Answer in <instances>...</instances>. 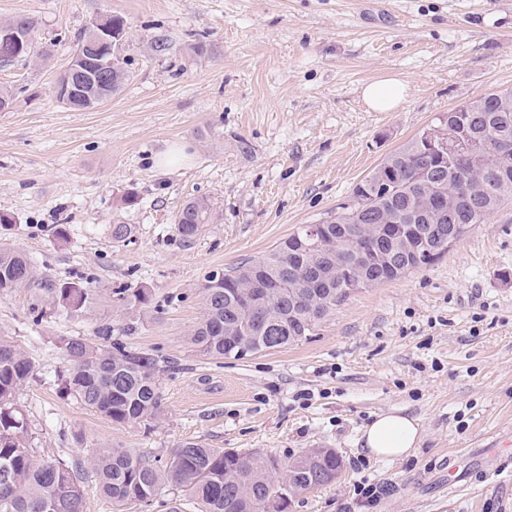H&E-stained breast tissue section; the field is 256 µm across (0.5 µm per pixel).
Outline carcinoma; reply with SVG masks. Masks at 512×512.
Wrapping results in <instances>:
<instances>
[{
  "label": "carcinoma",
  "mask_w": 512,
  "mask_h": 512,
  "mask_svg": "<svg viewBox=\"0 0 512 512\" xmlns=\"http://www.w3.org/2000/svg\"><path fill=\"white\" fill-rule=\"evenodd\" d=\"M8 30L34 38L37 21L22 15L3 24ZM0 38V61L27 60L34 46L21 54ZM71 58L84 72L75 104L85 108L83 97L92 81L106 79L111 94L130 78L128 59L110 71L97 63L87 34L80 35ZM438 125L485 143L476 158L448 153H427L416 136L390 153L353 189L348 203L313 226L303 224L268 253L224 273H212L199 288L202 316L191 334V344L203 354L224 359L243 347L255 354L310 340L331 310L346 300L349 285L369 288L398 279V262L407 271L433 265L415 257L416 243L407 226L480 224L512 196V165L501 169L495 149L512 142V90L485 94L448 111ZM480 187L479 198L456 200V169ZM213 206L207 199L185 203L177 216L182 241L191 242L203 225L211 223ZM393 238L392 255L370 265L355 264L352 254L376 238L378 229ZM321 287H304L310 275ZM35 288L38 303L54 312L84 310L96 293L82 274L61 284L37 276L29 258L20 250L0 245V293ZM150 288H120L112 292L118 312L132 314L152 304ZM101 342L81 336L60 340L65 371L58 374L61 390L115 424L143 423L157 419L161 393L157 380L159 359L129 350L112 338V328L100 331ZM35 372V363L21 348L0 339V512H84L82 466L64 461H41L30 451L28 424L16 397ZM89 462L96 471L101 492L115 512L129 504L145 508L155 504L167 512H183L177 490L196 501L198 512H267L279 499L280 512H288L293 498L311 485L336 479L338 460L331 448H316L298 456L279 459L257 453H231L186 443L168 458L136 455L124 448H98Z\"/></svg>",
  "instance_id": "cac0c4a2"
}]
</instances>
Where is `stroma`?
<instances>
[{
    "label": "stroma",
    "instance_id": "1",
    "mask_svg": "<svg viewBox=\"0 0 512 512\" xmlns=\"http://www.w3.org/2000/svg\"><path fill=\"white\" fill-rule=\"evenodd\" d=\"M22 14L39 19L47 57L0 66L15 97L0 112V212L14 218L0 245L41 277L79 272L99 289L85 312L41 318L32 289L0 295V338L37 365L17 397L36 456L86 466L101 446L159 458L188 442L281 459L330 448L335 481L292 512H512V459L479 491L466 480L484 449L512 451V198L434 265L353 291L306 342L224 360L189 342L207 275L321 222L444 113L512 89V0H0V23ZM104 14L125 21L131 76L74 110L56 78ZM388 77L407 83V101L371 111L362 89ZM176 144L185 162L157 167ZM201 197L216 219L183 242L176 216ZM118 222L134 226L130 240L113 241ZM140 286L159 308L117 316L112 289ZM106 325L160 359L153 426L112 423L59 387V338L94 342ZM397 409L420 420V442L376 459L362 431ZM83 478L84 512H112L94 470ZM362 481L389 491L363 503Z\"/></svg>",
    "mask_w": 512,
    "mask_h": 512
}]
</instances>
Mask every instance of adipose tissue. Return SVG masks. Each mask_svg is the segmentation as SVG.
<instances>
[{"label":"adipose tissue","mask_w":512,"mask_h":512,"mask_svg":"<svg viewBox=\"0 0 512 512\" xmlns=\"http://www.w3.org/2000/svg\"><path fill=\"white\" fill-rule=\"evenodd\" d=\"M362 97L367 106L377 112L401 107L408 97V87L403 80L390 77L367 84ZM421 436L419 420L395 410L376 416L362 433L363 446L372 456L396 459L409 456L417 448Z\"/></svg>","instance_id":"obj_1"}]
</instances>
